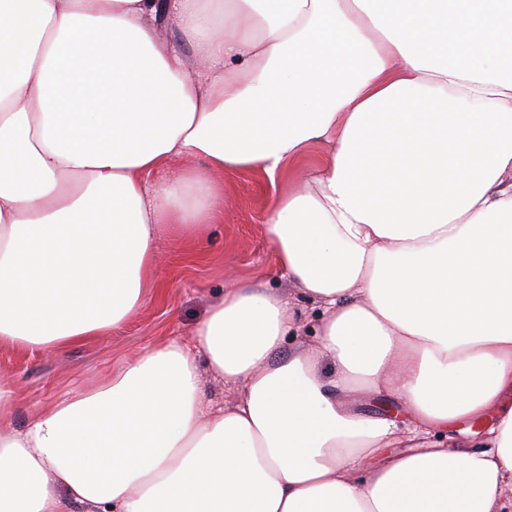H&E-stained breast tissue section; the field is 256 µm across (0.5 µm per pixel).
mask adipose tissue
<instances>
[{
    "instance_id": "obj_1",
    "label": "adipose tissue",
    "mask_w": 512,
    "mask_h": 512,
    "mask_svg": "<svg viewBox=\"0 0 512 512\" xmlns=\"http://www.w3.org/2000/svg\"><path fill=\"white\" fill-rule=\"evenodd\" d=\"M229 170L281 185L266 231L320 309L314 348L285 346L296 304L232 284L190 343L25 427L0 377V512H501L512 0H0V346L131 320L161 240L223 215ZM201 374L206 398L214 405H229L236 399L237 387L224 384V380L214 378L206 369L202 370ZM396 406L395 402L370 394H363L358 401V408L368 414L373 415H388Z\"/></svg>"
}]
</instances>
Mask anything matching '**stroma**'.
<instances>
[{"label":"stroma","mask_w":512,"mask_h":512,"mask_svg":"<svg viewBox=\"0 0 512 512\" xmlns=\"http://www.w3.org/2000/svg\"><path fill=\"white\" fill-rule=\"evenodd\" d=\"M274 191L257 172L224 175V213L203 240L166 238L158 277L164 297L146 293L138 314L122 328L59 351L0 347V376L17 390L14 422L25 426L33 409L110 378L135 354L159 343L191 338L232 282L261 284L293 295L277 270L265 230L264 212Z\"/></svg>","instance_id":"obj_1"}]
</instances>
